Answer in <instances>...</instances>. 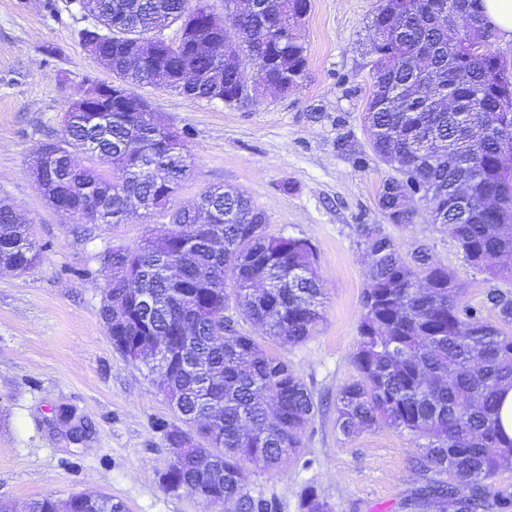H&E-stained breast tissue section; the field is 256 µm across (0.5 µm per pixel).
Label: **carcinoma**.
<instances>
[{
	"label": "carcinoma",
	"instance_id": "1",
	"mask_svg": "<svg viewBox=\"0 0 512 512\" xmlns=\"http://www.w3.org/2000/svg\"><path fill=\"white\" fill-rule=\"evenodd\" d=\"M96 24L81 42L99 38L112 80L130 89L150 86L189 99L237 105L252 85L241 58L255 62L263 92L286 94V72L304 75L303 33L271 35L267 24L309 14L311 0H224L230 29L185 0H82ZM200 43L187 55L161 41L164 31ZM375 91L364 119L372 148L399 173L378 205L389 223H412L411 201L436 183L444 193L430 209L473 266L494 280H512V73L496 54L473 49L467 34L448 41V0H395L370 25ZM464 68L469 79L452 80ZM471 102L469 121L484 138L471 142L463 120L448 114L443 98ZM141 113L116 105L110 113L67 112L61 133L46 140L31 164L46 178L55 209L90 224H119L133 200L150 218L177 223L170 204L179 186L174 165L191 172L188 151L169 154L185 132L156 133ZM91 164L78 166L72 154ZM468 200L457 218V192ZM199 224L188 232L114 246L101 256L112 288V324L124 357L151 341L171 344L170 354L146 367L175 417L212 422L187 441L188 451L168 466L162 488L201 498L224 495L231 512H272L243 483V465L262 470L300 460L302 433L314 417L312 392L288 361L240 330V320L266 328L274 340L298 345L323 320V291L310 244L267 231L265 213L245 193L209 186L193 206ZM28 219L0 207V252L15 266L34 267L40 249L27 234ZM369 258L353 364L357 375L336 392V431L350 438L386 425L422 441L415 470L424 477L407 499L410 512H512V490L487 480L512 460L503 435L501 395L512 387V290L492 288L486 300L496 323L473 314L462 285L420 244L404 254L376 224L359 227ZM223 238L222 247L209 244ZM209 477L200 476V458ZM60 500L33 499L27 512H59ZM109 496L71 505L70 512H119ZM299 512H334L313 487L300 492Z\"/></svg>",
	"mask_w": 512,
	"mask_h": 512
}]
</instances>
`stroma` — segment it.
<instances>
[{
	"instance_id": "stroma-1",
	"label": "stroma",
	"mask_w": 512,
	"mask_h": 512,
	"mask_svg": "<svg viewBox=\"0 0 512 512\" xmlns=\"http://www.w3.org/2000/svg\"><path fill=\"white\" fill-rule=\"evenodd\" d=\"M380 0H311L308 65L297 88L242 107L143 88L153 112L188 131L192 171L175 197L193 206L217 184L245 190L269 230L307 240L325 293L318 332L295 346L261 326L242 330L288 361L314 396L334 398L356 375L352 364L368 259L358 229L379 225L402 252L430 247L486 321L496 282L466 261L415 202L412 224H389L379 194L396 173L374 153L363 116L372 85L368 24ZM93 17L79 0H0V203L30 221L39 262L0 274V504L25 512L32 499L101 493L128 512H204L193 496L160 484L171 456L160 422L174 419L146 370L112 346L99 309L108 284L99 256L133 246L153 223L130 212L121 224H86L52 208L28 172L32 153L58 133L76 90L109 71L85 50ZM305 460L264 471L245 465L248 490L275 512H299L298 494L316 487L335 512H405L418 485L417 442L378 426L346 439L321 408L303 433Z\"/></svg>"
}]
</instances>
